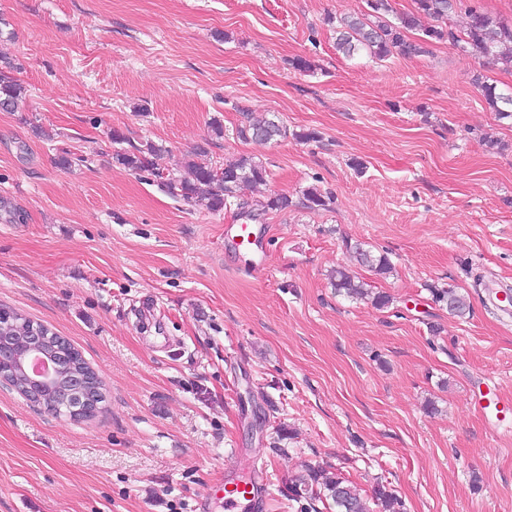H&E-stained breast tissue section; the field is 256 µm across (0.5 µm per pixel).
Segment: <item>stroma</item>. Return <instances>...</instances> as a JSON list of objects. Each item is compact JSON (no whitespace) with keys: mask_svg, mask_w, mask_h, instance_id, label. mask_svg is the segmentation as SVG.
I'll return each instance as SVG.
<instances>
[{"mask_svg":"<svg viewBox=\"0 0 512 512\" xmlns=\"http://www.w3.org/2000/svg\"><path fill=\"white\" fill-rule=\"evenodd\" d=\"M366 9L0 0V57L27 90L0 112V306L67 338L107 389L74 421L0 384V512H198L217 475L256 467L265 512H299L281 487L306 465L365 497L389 484L406 512H512V310L493 304L512 293V121L473 83L512 90V70L444 41L345 57L330 20ZM248 111L289 137L239 138ZM114 129L166 147L173 172L200 146L215 166L261 159L267 180L243 196L296 202L261 220L264 276L224 241L235 207L172 199L117 164ZM64 150L85 163L58 167ZM311 185L329 209L298 207ZM349 241L393 273L357 265ZM340 265L390 306L336 294ZM433 301L441 306H446L448 312L457 316H463L470 311L469 299L454 288H430Z\"/></svg>","mask_w":512,"mask_h":512,"instance_id":"1","label":"stroma"}]
</instances>
